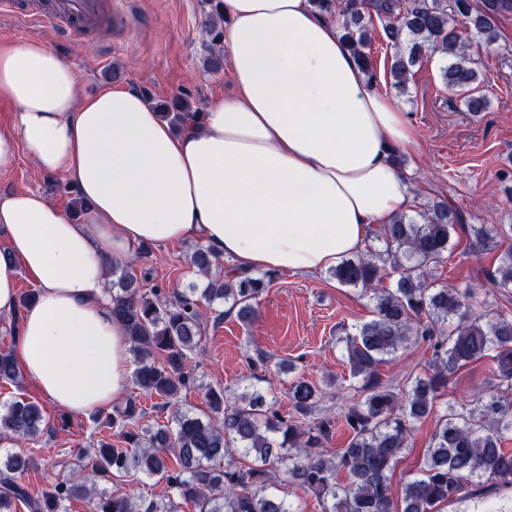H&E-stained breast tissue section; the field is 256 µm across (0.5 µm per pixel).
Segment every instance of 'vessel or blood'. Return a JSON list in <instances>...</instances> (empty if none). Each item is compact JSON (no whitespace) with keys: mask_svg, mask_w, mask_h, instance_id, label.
Masks as SVG:
<instances>
[{"mask_svg":"<svg viewBox=\"0 0 512 512\" xmlns=\"http://www.w3.org/2000/svg\"><path fill=\"white\" fill-rule=\"evenodd\" d=\"M128 11L123 0H0V16L16 17L38 26L57 41L88 35L102 26L122 32Z\"/></svg>","mask_w":512,"mask_h":512,"instance_id":"vessel-or-blood-1","label":"vessel or blood"}]
</instances>
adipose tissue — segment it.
Segmentation results:
<instances>
[{
	"mask_svg": "<svg viewBox=\"0 0 512 512\" xmlns=\"http://www.w3.org/2000/svg\"><path fill=\"white\" fill-rule=\"evenodd\" d=\"M223 13L233 91L179 133L139 91L85 95L45 41L0 45L14 112L0 173L28 157L90 207L82 224L40 192L0 194V314L21 311L14 356L52 405L108 412L126 389L109 261L196 239L251 274L323 272L413 210L392 157L415 130L335 23L311 0H223Z\"/></svg>",
	"mask_w": 512,
	"mask_h": 512,
	"instance_id": "adipose-tissue-1",
	"label": "adipose tissue"
}]
</instances>
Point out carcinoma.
Here are the masks:
<instances>
[{
	"label": "carcinoma",
	"mask_w": 512,
	"mask_h": 512,
	"mask_svg": "<svg viewBox=\"0 0 512 512\" xmlns=\"http://www.w3.org/2000/svg\"><path fill=\"white\" fill-rule=\"evenodd\" d=\"M315 8L343 17L342 37L352 46L361 67L374 78L372 35L367 23L378 19L394 49L391 85L407 90L413 68L426 53L446 57L441 68L446 86L465 94L469 111L485 105L482 80L467 58L469 40H497L495 22L512 13V0H312ZM199 30L206 52L205 67L224 70V16L220 0H204ZM184 90L171 100L151 99L161 117L176 129L200 113ZM464 234V252L477 254L498 246V266L483 274L491 288H512V224H468L447 201H434L415 219L406 214L380 226L381 249H369L342 260L330 270L338 284L358 288L373 302L374 317L356 324L339 338L344 344L353 387L360 400L337 416L318 413L325 391L304 379L288 387V413L268 402L267 393L247 387L240 392L208 387L204 418L181 411L178 398L193 380L192 355L201 351L203 313L199 299L220 300L245 324L257 315L255 303L275 277L237 274L211 278L216 254L203 244L189 255L190 265L208 276L204 287L191 286L170 298L154 282L150 269L135 275L116 261L109 291L112 316L123 324L135 357V384L171 410L169 423L139 431L130 427L145 415L131 399L109 413L92 415L96 429H118L126 447L103 437L77 451L78 461L91 460V475L75 472L68 480L50 482L37 494L23 478L37 466L34 458L8 453L0 462V512H68L75 498L89 499L90 512H302L300 505L269 492L280 475L314 493L322 512H392L395 497L401 512H436L466 497L464 481L512 487V317L505 311L489 318L474 312L479 289L437 286L431 270L445 262L454 235ZM396 274L389 287L385 278ZM432 348V373L395 389L380 375V365L407 348L411 337ZM494 360V380L501 392L474 390L460 408L449 406L437 420L419 476L396 490L392 477L402 450L418 423L436 408V399L459 369L483 358ZM0 381L19 382L17 363L9 348H0ZM350 432L347 445L330 459L321 452L336 422ZM46 427V411L35 401L16 398L0 410V436L25 443ZM253 457V466L237 465L238 456ZM141 472L165 482L172 494L161 498L132 496L118 490L87 486L89 477L112 481ZM346 476L340 481L339 474Z\"/></svg>",
	"instance_id": "obj_1"
}]
</instances>
